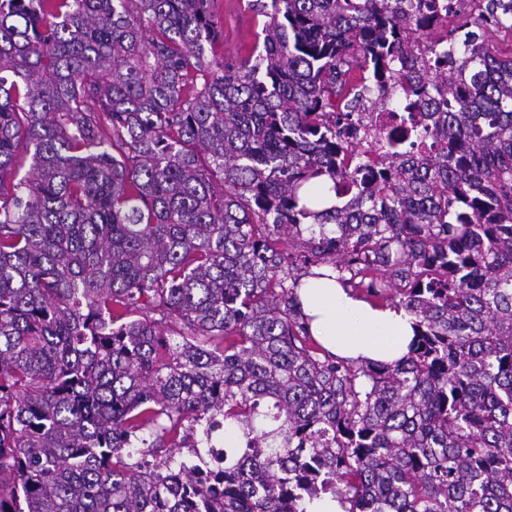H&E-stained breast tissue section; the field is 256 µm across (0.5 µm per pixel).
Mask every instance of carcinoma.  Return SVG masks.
I'll use <instances>...</instances> for the list:
<instances>
[{
	"mask_svg": "<svg viewBox=\"0 0 512 512\" xmlns=\"http://www.w3.org/2000/svg\"><path fill=\"white\" fill-rule=\"evenodd\" d=\"M256 2L232 62L214 0H0V512H512V53L421 40L438 0ZM385 107L375 177L349 131ZM284 237L409 354L316 345ZM218 415L208 483L161 449Z\"/></svg>",
	"mask_w": 512,
	"mask_h": 512,
	"instance_id": "obj_1",
	"label": "carcinoma"
}]
</instances>
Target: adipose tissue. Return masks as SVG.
<instances>
[{
  "label": "adipose tissue",
  "instance_id": "obj_1",
  "mask_svg": "<svg viewBox=\"0 0 512 512\" xmlns=\"http://www.w3.org/2000/svg\"><path fill=\"white\" fill-rule=\"evenodd\" d=\"M297 294L311 335L332 354L371 363L408 354L413 319L403 309L372 304L332 278H306Z\"/></svg>",
  "mask_w": 512,
  "mask_h": 512
}]
</instances>
